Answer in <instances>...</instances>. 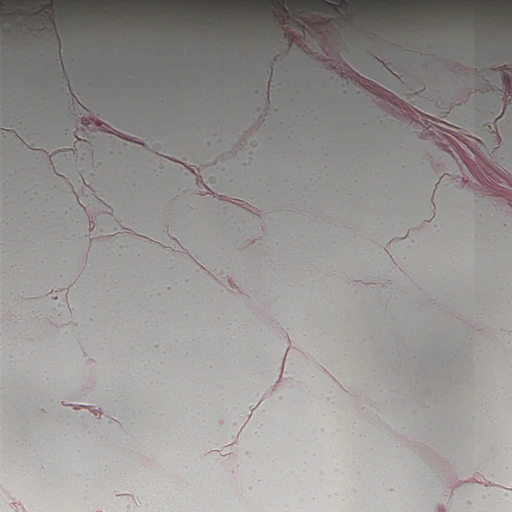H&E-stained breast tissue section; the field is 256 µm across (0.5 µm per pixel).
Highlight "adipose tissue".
Returning a JSON list of instances; mask_svg holds the SVG:
<instances>
[{
    "label": "adipose tissue",
    "mask_w": 512,
    "mask_h": 512,
    "mask_svg": "<svg viewBox=\"0 0 512 512\" xmlns=\"http://www.w3.org/2000/svg\"><path fill=\"white\" fill-rule=\"evenodd\" d=\"M299 7L0 0L1 487L104 437L83 512H512V213L372 92L511 168L501 4L337 8V66Z\"/></svg>",
    "instance_id": "1"
}]
</instances>
